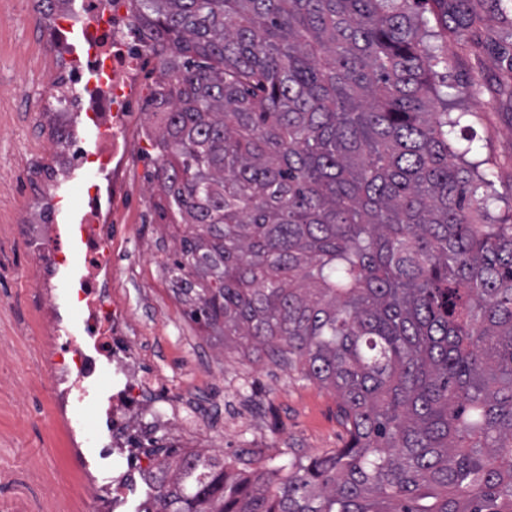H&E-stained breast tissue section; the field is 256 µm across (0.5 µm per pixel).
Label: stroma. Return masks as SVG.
Masks as SVG:
<instances>
[{"label":"stroma","mask_w":512,"mask_h":512,"mask_svg":"<svg viewBox=\"0 0 512 512\" xmlns=\"http://www.w3.org/2000/svg\"><path fill=\"white\" fill-rule=\"evenodd\" d=\"M469 2L482 20L463 39L440 41L448 67L436 87L449 111L467 113L457 138L469 147V160L483 162L492 174L490 211L502 215L512 209V69L501 56L512 51V25L500 22L495 0ZM51 23L36 0H0V371L24 379L38 376V314L27 302L32 262L5 229L17 205L42 194L41 176L56 162L46 145L57 140V123L40 113L46 81L62 67L47 36ZM158 74L157 59H148L132 113L133 233L117 259V285L143 329L155 336L170 386L182 381L183 364L203 354L211 361L196 369L195 386L235 378L224 390V412L242 415L244 424L228 435L211 433L218 461L234 463L244 452L259 468L342 447L347 436L336 419L335 392L298 380L265 357L245 358L225 342L222 329L192 321L184 296L168 286L183 230L162 216L161 191L151 179L157 153L145 137L150 122L144 106ZM83 492L70 463L68 429L54 418L45 393L33 385L23 394L0 387V503L23 496L41 502L44 512H79Z\"/></svg>","instance_id":"35a3bbf8"}]
</instances>
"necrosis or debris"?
<instances>
[{
    "mask_svg": "<svg viewBox=\"0 0 512 512\" xmlns=\"http://www.w3.org/2000/svg\"><path fill=\"white\" fill-rule=\"evenodd\" d=\"M122 0H76L56 27L60 49L73 54L69 94L80 113L66 129L76 165L95 166L76 210L58 205L16 225L34 259L32 283L42 306L38 382L68 425L72 457L83 472L85 512H128L176 448H205L203 418H222L212 390L172 393L153 367L154 342L141 333L113 260L128 231L122 207L131 148L127 97L140 76L139 51L125 45ZM114 378L98 414L100 446L86 450L76 417L103 369Z\"/></svg>",
    "mask_w": 512,
    "mask_h": 512,
    "instance_id": "obj_1",
    "label": "necrosis or debris"
}]
</instances>
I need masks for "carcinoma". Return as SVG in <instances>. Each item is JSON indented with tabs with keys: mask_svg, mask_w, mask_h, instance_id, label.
Listing matches in <instances>:
<instances>
[{
	"mask_svg": "<svg viewBox=\"0 0 512 512\" xmlns=\"http://www.w3.org/2000/svg\"><path fill=\"white\" fill-rule=\"evenodd\" d=\"M127 5L191 317L348 435L254 480L186 455L137 512H512V216L435 110L448 0Z\"/></svg>",
	"mask_w": 512,
	"mask_h": 512,
	"instance_id": "cac0c4a2",
	"label": "carcinoma"
}]
</instances>
